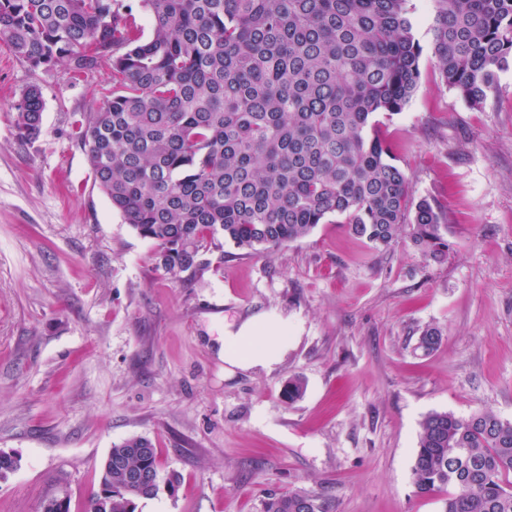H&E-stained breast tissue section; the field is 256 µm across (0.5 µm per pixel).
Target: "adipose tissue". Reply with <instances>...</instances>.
<instances>
[{"instance_id": "ef3b65f1", "label": "adipose tissue", "mask_w": 512, "mask_h": 512, "mask_svg": "<svg viewBox=\"0 0 512 512\" xmlns=\"http://www.w3.org/2000/svg\"><path fill=\"white\" fill-rule=\"evenodd\" d=\"M288 349V321L276 313L253 316L224 326L226 372L273 370Z\"/></svg>"}]
</instances>
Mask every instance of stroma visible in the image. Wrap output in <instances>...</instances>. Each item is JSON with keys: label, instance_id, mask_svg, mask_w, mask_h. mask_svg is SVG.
<instances>
[{"label": "stroma", "instance_id": "35a3bbf8", "mask_svg": "<svg viewBox=\"0 0 512 512\" xmlns=\"http://www.w3.org/2000/svg\"><path fill=\"white\" fill-rule=\"evenodd\" d=\"M384 121L415 198L453 245L374 249L341 224L262 255L231 243L169 274L94 182L76 124L110 71L31 69L0 41V512H84L113 447L142 436L159 493L137 512H260L309 492L329 512H442L412 470L422 419L489 410L512 421V66L483 108L430 55ZM41 135L17 139L30 86ZM277 312L294 341L273 371L224 372V325ZM439 328L432 353L422 332ZM301 379L288 402L283 390Z\"/></svg>", "mask_w": 512, "mask_h": 512}]
</instances>
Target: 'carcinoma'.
Listing matches in <instances>:
<instances>
[{
  "label": "carcinoma",
  "instance_id": "carcinoma-1",
  "mask_svg": "<svg viewBox=\"0 0 512 512\" xmlns=\"http://www.w3.org/2000/svg\"><path fill=\"white\" fill-rule=\"evenodd\" d=\"M409 2L139 0L146 36L122 0H0V40L33 69H111L79 141L112 208L157 245L156 268H197L222 239L268 252L332 217L374 248L404 235L441 262L452 250L442 212L412 197L377 119L400 114L419 86ZM432 3L434 68L480 109L512 62V0ZM43 109L28 88L19 139L40 135ZM440 340L430 327L418 348ZM510 475L512 421L479 411L420 422L413 483L446 493L443 512H512ZM158 492L156 449L131 437L112 447L86 512H136ZM262 512L328 510L316 494L288 493Z\"/></svg>",
  "mask_w": 512,
  "mask_h": 512
}]
</instances>
